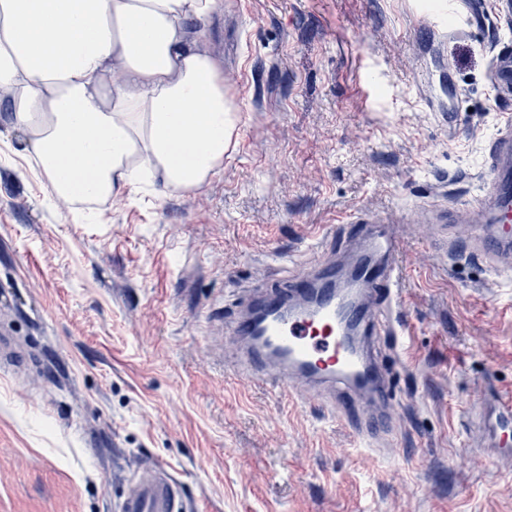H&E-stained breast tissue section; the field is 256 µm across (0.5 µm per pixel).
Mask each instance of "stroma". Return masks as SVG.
<instances>
[{"instance_id": "stroma-1", "label": "stroma", "mask_w": 512, "mask_h": 512, "mask_svg": "<svg viewBox=\"0 0 512 512\" xmlns=\"http://www.w3.org/2000/svg\"><path fill=\"white\" fill-rule=\"evenodd\" d=\"M430 0H224L206 50L239 113L197 193L145 187L82 222L20 176L0 121V512H113V463L175 470L198 512H512L485 456L483 384L512 388V287L456 262L426 205L480 193L502 107L495 31L427 27ZM403 214L407 276L394 379L397 453L332 411L226 377L224 320L300 275L319 225Z\"/></svg>"}]
</instances>
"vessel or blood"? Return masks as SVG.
Returning a JSON list of instances; mask_svg holds the SVG:
<instances>
[{
  "instance_id": "1",
  "label": "vessel or blood",
  "mask_w": 512,
  "mask_h": 512,
  "mask_svg": "<svg viewBox=\"0 0 512 512\" xmlns=\"http://www.w3.org/2000/svg\"><path fill=\"white\" fill-rule=\"evenodd\" d=\"M458 0H442L434 26L447 21L472 23L457 8ZM488 80L503 108L512 107V44L494 48ZM421 221L433 225L454 247L461 261L485 263L497 273L512 272V119L490 141L482 193L476 203L426 210ZM348 232L336 236L327 228L309 268L289 282L291 296L332 282L349 268L361 300L349 307L343 294L327 295L315 310L300 309L285 319L254 324L248 314L227 321L225 332L240 342L238 377L260 385L274 382L282 396L322 399L364 442L390 427L396 398L392 377L380 362L377 339L400 344L410 327L401 315L406 267L402 218L397 212L374 216L355 209L346 219ZM481 430L501 460L512 462V445L500 431L512 426V391L492 390L481 413ZM116 512H188L183 484L163 464L138 471L133 490Z\"/></svg>"
}]
</instances>
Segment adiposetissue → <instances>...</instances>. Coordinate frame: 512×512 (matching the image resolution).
<instances>
[{
	"instance_id": "adipose-tissue-1",
	"label": "adipose tissue",
	"mask_w": 512,
	"mask_h": 512,
	"mask_svg": "<svg viewBox=\"0 0 512 512\" xmlns=\"http://www.w3.org/2000/svg\"><path fill=\"white\" fill-rule=\"evenodd\" d=\"M224 0H0V99L22 173L50 196L195 193L223 168L235 106L206 53Z\"/></svg>"
}]
</instances>
